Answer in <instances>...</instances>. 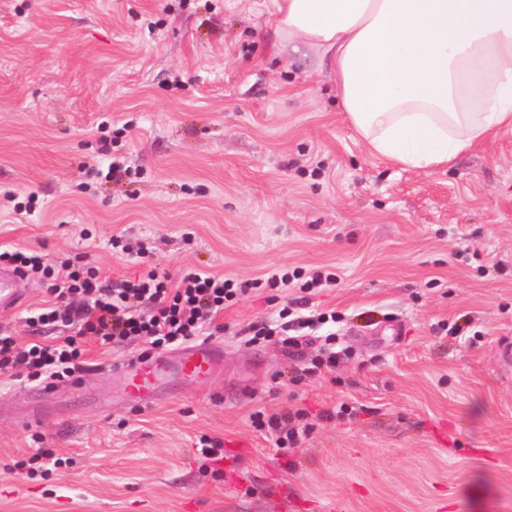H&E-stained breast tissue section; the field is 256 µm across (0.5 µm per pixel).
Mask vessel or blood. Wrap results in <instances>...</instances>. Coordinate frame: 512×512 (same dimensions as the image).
<instances>
[{"instance_id": "1", "label": "vessel or blood", "mask_w": 512, "mask_h": 512, "mask_svg": "<svg viewBox=\"0 0 512 512\" xmlns=\"http://www.w3.org/2000/svg\"><path fill=\"white\" fill-rule=\"evenodd\" d=\"M24 273L16 268L0 267V313L20 307L26 300L17 283ZM222 360L221 353L211 344L185 346L172 354H162L150 360L131 358L118 366L125 390L132 397L153 396L165 391L171 383L194 384L212 377Z\"/></svg>"}]
</instances>
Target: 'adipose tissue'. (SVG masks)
I'll return each instance as SVG.
<instances>
[{
    "label": "adipose tissue",
    "instance_id": "adipose-tissue-1",
    "mask_svg": "<svg viewBox=\"0 0 512 512\" xmlns=\"http://www.w3.org/2000/svg\"><path fill=\"white\" fill-rule=\"evenodd\" d=\"M281 45L326 60L368 152L450 163L512 129V0H255Z\"/></svg>",
    "mask_w": 512,
    "mask_h": 512
}]
</instances>
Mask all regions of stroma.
Wrapping results in <instances>:
<instances>
[{
  "mask_svg": "<svg viewBox=\"0 0 512 512\" xmlns=\"http://www.w3.org/2000/svg\"><path fill=\"white\" fill-rule=\"evenodd\" d=\"M253 2L0 0V248L112 281L143 244L174 280L337 275L249 291L208 338L223 373L137 405L113 368L137 342L86 338L49 407L0 374V512H512V371L493 357L512 339V130L427 171L373 157L318 57L275 53ZM21 286L0 334L24 343L52 296ZM286 305L340 321L297 349L249 342ZM328 348L336 368L308 373ZM287 409L315 424L290 453L250 419ZM36 434L64 464L30 479L14 464Z\"/></svg>",
  "mask_w": 512,
  "mask_h": 512,
  "instance_id": "stroma-1",
  "label": "stroma"
}]
</instances>
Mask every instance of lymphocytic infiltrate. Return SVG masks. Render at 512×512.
I'll list each match as a JSON object with an SVG mask.
<instances>
[{"label":"lymphocytic infiltrate","mask_w":512,"mask_h":512,"mask_svg":"<svg viewBox=\"0 0 512 512\" xmlns=\"http://www.w3.org/2000/svg\"><path fill=\"white\" fill-rule=\"evenodd\" d=\"M0 262L45 278L57 302L26 317L30 331L53 326L61 341L18 344L0 336V372L42 385L85 370V337L111 345L135 339L148 350L165 349L205 335L226 305L243 296L248 283L188 272L178 281L146 266L139 276L120 284L101 278L93 267L65 260L45 264L42 257L0 251ZM253 427L270 434L278 448L295 449L313 431L304 410L251 415Z\"/></svg>","instance_id":"1"}]
</instances>
